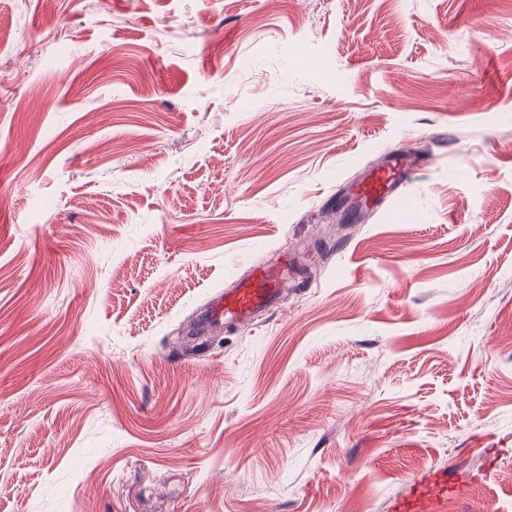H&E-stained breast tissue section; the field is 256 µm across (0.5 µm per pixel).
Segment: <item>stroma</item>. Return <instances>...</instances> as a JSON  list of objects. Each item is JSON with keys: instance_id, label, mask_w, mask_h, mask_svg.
<instances>
[{"instance_id": "obj_1", "label": "stroma", "mask_w": 512, "mask_h": 512, "mask_svg": "<svg viewBox=\"0 0 512 512\" xmlns=\"http://www.w3.org/2000/svg\"><path fill=\"white\" fill-rule=\"evenodd\" d=\"M436 467L512 512V0H0V512H388ZM386 158V163L372 169L355 189L369 209L377 208L395 196L410 172L421 164L419 158L406 147L393 149ZM296 263V255H291L277 264L251 266L211 300L208 319H223L226 325L248 323L256 310L276 304Z\"/></svg>"}]
</instances>
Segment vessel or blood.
<instances>
[{"instance_id":"b4317fda","label":"vessel or blood","mask_w":512,"mask_h":512,"mask_svg":"<svg viewBox=\"0 0 512 512\" xmlns=\"http://www.w3.org/2000/svg\"><path fill=\"white\" fill-rule=\"evenodd\" d=\"M419 158L406 147L393 149L387 161L372 169L356 189L367 207L380 206L395 196L410 172L419 165ZM296 257L272 265H254L235 278L230 288L216 295L206 309L208 319H221L228 325L248 323L259 309L272 307L279 300L294 266ZM408 497L395 501L391 512H439L440 501L462 494L465 484L449 479L442 469L429 470L413 482Z\"/></svg>"}]
</instances>
